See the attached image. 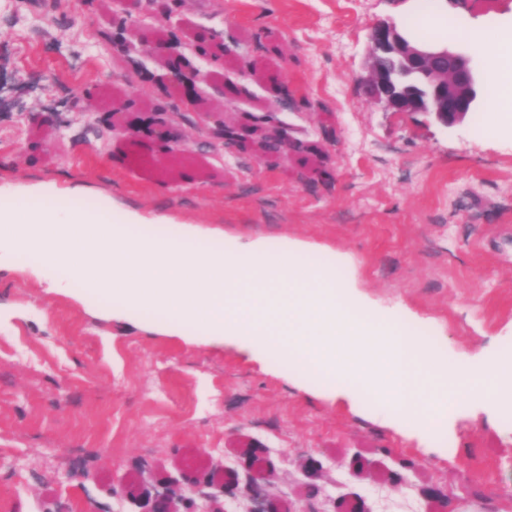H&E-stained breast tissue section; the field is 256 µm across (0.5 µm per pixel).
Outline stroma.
I'll list each match as a JSON object with an SVG mask.
<instances>
[{
    "label": "stroma",
    "instance_id": "obj_1",
    "mask_svg": "<svg viewBox=\"0 0 512 512\" xmlns=\"http://www.w3.org/2000/svg\"><path fill=\"white\" fill-rule=\"evenodd\" d=\"M409 0H174L145 23L181 36L208 30L234 92L228 122L284 125L300 151L277 161L211 138L164 96V73L138 47L114 45L98 0H0V186L83 188L65 198L116 221L152 216L144 233L183 224L220 230L221 246L297 239L378 312L413 316L448 361L512 349V114L479 108L444 128L395 112L359 83L374 24L406 19ZM461 24L501 31L512 51V0H447ZM109 83L161 112L185 148L210 147L206 180L173 188L107 122ZM55 113L59 133L38 123ZM484 131H477V124ZM83 295L33 259L0 255V512H137L113 487L239 469L248 445L274 468V490L300 512L363 498L371 512H512V421L473 398L449 408L439 444L389 421L358 391L337 394L284 361L228 338L163 331ZM313 456L314 475L300 462ZM404 473L392 487L388 476Z\"/></svg>",
    "mask_w": 512,
    "mask_h": 512
}]
</instances>
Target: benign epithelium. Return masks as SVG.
<instances>
[{
	"label": "benign epithelium",
	"mask_w": 512,
	"mask_h": 512,
	"mask_svg": "<svg viewBox=\"0 0 512 512\" xmlns=\"http://www.w3.org/2000/svg\"><path fill=\"white\" fill-rule=\"evenodd\" d=\"M141 7L142 0H112L113 14L121 17L122 41H127V36L131 35L144 53L164 59L165 88L182 104L196 111L203 126L215 125V131L234 144L256 146V152L264 160L279 159L297 148L283 127L256 141L253 139L255 129L246 125H227L222 112L200 111L198 73L187 70L184 65L186 43L145 25ZM370 43L369 71L362 82L368 98L385 102L395 112L429 114L445 128L462 123L468 114L480 107L482 82L467 54L446 46L416 43L407 30L395 22L375 25L370 33ZM143 114L145 111L140 108L112 110L107 113V121L112 129L136 138L141 132ZM152 134L173 156L182 159L190 155V151L181 147L179 136L169 125L157 124L152 128ZM243 469L242 476L236 470L224 471L225 496L247 498L250 502L247 512H295L266 492L264 485L271 472L270 464L257 466L251 455L244 461ZM201 488V480L195 474L187 473L176 488L162 482L135 498L140 512H224L222 504L214 508H198L195 496L208 502L212 499Z\"/></svg>",
	"instance_id": "1"
}]
</instances>
